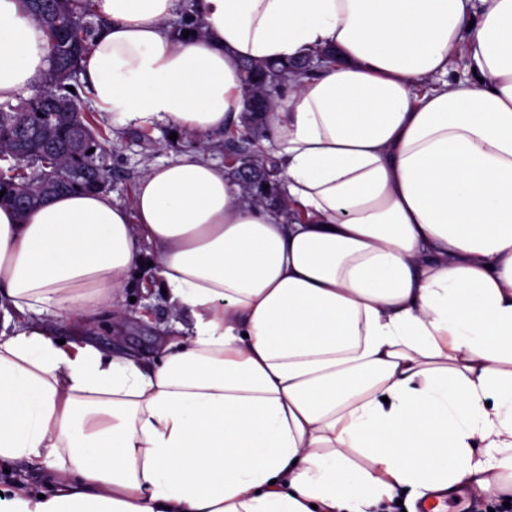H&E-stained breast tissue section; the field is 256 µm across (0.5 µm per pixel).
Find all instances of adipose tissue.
<instances>
[{
	"label": "adipose tissue",
	"instance_id": "ef3b65f1",
	"mask_svg": "<svg viewBox=\"0 0 512 512\" xmlns=\"http://www.w3.org/2000/svg\"><path fill=\"white\" fill-rule=\"evenodd\" d=\"M99 0L97 106L207 140L242 125L240 64L335 55L267 112V207L202 151L138 181L0 206V512H406L512 495V0ZM465 54L473 78L451 77ZM47 40L0 0V100ZM174 318L156 357L83 334L144 248ZM70 317L58 344L42 320ZM185 30L199 32V18L190 2L182 6L179 19L172 24V32L178 38L184 35ZM42 481L41 473L35 468L27 464H18L12 468L10 474L0 473V486L17 482L27 483L28 485H40ZM455 498H458V501H455ZM486 503L489 502L475 493H467L465 488H458L441 501L435 500L427 505L421 512H446L445 506H448L447 512H483L486 511L484 508ZM457 504L458 507H456Z\"/></svg>",
	"mask_w": 512,
	"mask_h": 512
}]
</instances>
